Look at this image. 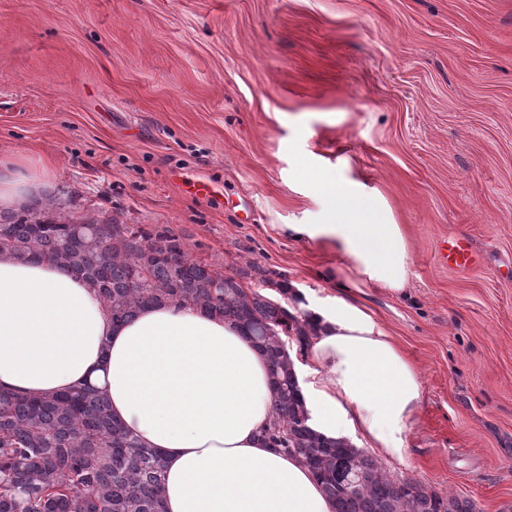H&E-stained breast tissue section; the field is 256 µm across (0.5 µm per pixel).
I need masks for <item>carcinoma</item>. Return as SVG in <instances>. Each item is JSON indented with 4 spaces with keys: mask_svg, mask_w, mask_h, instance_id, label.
<instances>
[{
    "mask_svg": "<svg viewBox=\"0 0 512 512\" xmlns=\"http://www.w3.org/2000/svg\"><path fill=\"white\" fill-rule=\"evenodd\" d=\"M48 199L0 218V258L51 262L85 280L112 323L134 320L155 305L193 308L238 328L270 366L269 447L295 457L320 483L336 512H476L470 499L398 479L375 457L308 425L288 344L310 345V314L286 281L248 265L235 275L189 257L168 227L79 222ZM258 279V288L245 279ZM160 453L112 417L105 395L88 384L32 397L0 389V512H163Z\"/></svg>",
    "mask_w": 512,
    "mask_h": 512,
    "instance_id": "obj_1",
    "label": "carcinoma"
}]
</instances>
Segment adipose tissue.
Returning <instances> with one entry per match:
<instances>
[{
    "mask_svg": "<svg viewBox=\"0 0 512 512\" xmlns=\"http://www.w3.org/2000/svg\"><path fill=\"white\" fill-rule=\"evenodd\" d=\"M362 274L404 289L410 256L400 225L373 198L336 188V221L319 225ZM308 424L331 438L361 431L401 458L417 414L419 376L391 336L357 306L312 309ZM102 388L112 414L166 462L165 512H334L311 473L268 448V363L240 331L192 308L158 306L113 325L80 278L46 261L0 259V388Z\"/></svg>",
    "mask_w": 512,
    "mask_h": 512,
    "instance_id": "ef3b65f1",
    "label": "adipose tissue"
}]
</instances>
